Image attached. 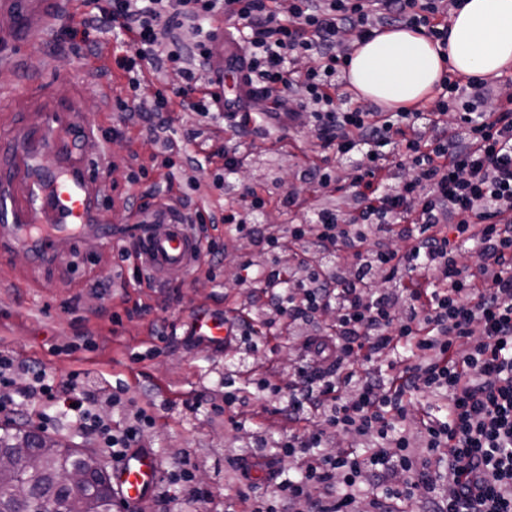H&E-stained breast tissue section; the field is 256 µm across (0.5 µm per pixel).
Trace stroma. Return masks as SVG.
<instances>
[{
  "instance_id": "stroma-1",
  "label": "stroma",
  "mask_w": 512,
  "mask_h": 512,
  "mask_svg": "<svg viewBox=\"0 0 512 512\" xmlns=\"http://www.w3.org/2000/svg\"><path fill=\"white\" fill-rule=\"evenodd\" d=\"M121 46L119 35L107 33L92 54L52 31L40 45L8 50L9 68L0 83L6 92L0 136L26 139L29 129L51 112L93 129L99 139L89 143V150H101L119 168L98 173L106 192L99 198L95 227L80 241H65L57 263L32 264L27 250L16 243L0 253V355L36 364L58 386L76 374L119 391L123 407L111 408L105 399L96 405L97 412L111 417L114 429H121L136 407L148 405L153 423L144 430L142 445L160 460L157 486L167 499L148 500L139 512H242L234 488L245 476H252V495L260 500L297 472L296 461L254 457L249 436L256 428L272 443L283 434L274 409L287 401L286 387L305 363L306 336L325 334L326 323L319 319L268 335L260 287L243 286L238 279L240 263L274 261V253L257 240L208 230L214 260L200 261L183 279L153 285L134 279L133 261L121 256V232L134 224L140 204L157 206L181 196L189 206L205 203L218 211L238 197L241 186L252 185L268 201L256 223L271 226L284 239L289 225L308 220V207L329 200L308 181L311 162L324 160L342 181L351 168L337 164L334 151L321 150L307 124L288 128L283 120L271 119L259 129L242 130L218 115L203 118L178 109L169 113L167 130L159 137L147 123L127 122L117 99L133 97L147 107L157 92L175 96L182 81L175 71L157 74L148 65L149 81L131 92L127 78L112 71V56ZM163 138L197 155L200 165L162 167ZM214 148L237 152L243 160L238 174L225 175L222 167L207 163ZM133 155L146 171L130 183L126 165ZM291 190L306 199L307 208L290 212L280 207ZM198 313L247 318L258 332L256 346L233 343L217 350L188 342L185 332ZM228 372L251 394L242 429L233 427L221 410ZM257 372L279 385L280 394L259 395L252 382ZM198 398L202 406L188 409V402ZM10 417L14 424L43 429L69 445H98L80 420L51 403L21 404ZM183 466L194 471L210 503L184 500L169 483L170 471Z\"/></svg>"
}]
</instances>
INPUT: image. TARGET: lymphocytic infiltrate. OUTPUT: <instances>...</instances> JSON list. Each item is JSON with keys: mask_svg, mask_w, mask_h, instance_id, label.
<instances>
[{"mask_svg": "<svg viewBox=\"0 0 512 512\" xmlns=\"http://www.w3.org/2000/svg\"><path fill=\"white\" fill-rule=\"evenodd\" d=\"M79 22L65 38L94 49L100 34L118 30L128 49L113 68L140 87L144 63L160 61L183 83L184 108L207 117L219 97L201 89L195 58H208L214 25L232 14L247 34L248 66L263 99L303 89L313 105L312 127L323 148L353 165L347 187L356 203L350 220L322 207L309 224L290 225L291 243L318 256L308 278L289 281L284 268L247 270L264 285L265 304L294 324L322 311L335 315L332 338L304 341L308 361L280 411L289 428L278 453L302 463L277 483L252 512H354L362 475L382 494L375 512H399L420 499L423 512H512V101L479 110L488 83L445 75L431 104L403 112L348 103L343 71L351 45L383 29H424L448 43V16L463 0H289L279 16L268 0H80ZM313 66L291 67L298 57ZM460 112L459 122L448 119ZM404 143L408 174L393 180L387 150ZM265 199L247 188L237 208L197 223H222L238 235L258 236L245 214H260ZM472 244L476 262L461 260ZM340 252L351 267H335ZM59 399L36 365L0 357V411L16 398L61 400L97 435L113 461L141 443L152 417L137 408L123 431L95 412L101 394L70 377ZM419 390L441 394V416L414 437L403 422L406 401ZM369 437L367 455H328L330 431ZM443 452L448 486L439 488L428 453Z\"/></svg>", "mask_w": 512, "mask_h": 512, "instance_id": "obj_1", "label": "lymphocytic infiltrate"}]
</instances>
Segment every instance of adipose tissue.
Returning a JSON list of instances; mask_svg holds the SVG:
<instances>
[{
  "label": "adipose tissue",
  "instance_id": "ef3b65f1",
  "mask_svg": "<svg viewBox=\"0 0 512 512\" xmlns=\"http://www.w3.org/2000/svg\"><path fill=\"white\" fill-rule=\"evenodd\" d=\"M448 29L444 50L411 29L389 30L356 45L347 76L358 98L411 108L432 95L448 71L486 78L512 66V0H465Z\"/></svg>",
  "mask_w": 512,
  "mask_h": 512
}]
</instances>
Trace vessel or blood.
Listing matches in <instances>:
<instances>
[{
    "instance_id": "1",
    "label": "vessel or blood",
    "mask_w": 512,
    "mask_h": 512,
    "mask_svg": "<svg viewBox=\"0 0 512 512\" xmlns=\"http://www.w3.org/2000/svg\"><path fill=\"white\" fill-rule=\"evenodd\" d=\"M70 0H0V15L12 17L13 25L0 28V47L19 42L37 44L42 34L58 27L67 17ZM212 57L219 80L213 85L222 94L220 77L231 74L236 87L248 90L247 51L239 41L217 30ZM92 133L83 127L59 121H44L27 147L14 139L0 138V222L11 226L13 238L26 245L34 263L58 256L59 244L81 238L92 218L98 184L92 171L107 167L104 156L87 159L82 143ZM57 158L55 173H45L43 153ZM130 231L134 237L138 267L151 283L187 274L202 256V241L180 214L158 207L140 215ZM159 462L147 448L129 453L112 469V487L131 505L140 504L157 483Z\"/></svg>"
}]
</instances>
